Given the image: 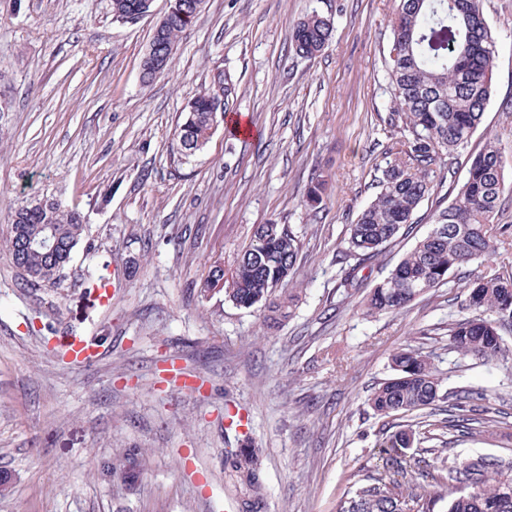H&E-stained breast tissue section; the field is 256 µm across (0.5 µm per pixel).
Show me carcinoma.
I'll list each match as a JSON object with an SVG mask.
<instances>
[{
    "label": "carcinoma",
    "instance_id": "obj_1",
    "mask_svg": "<svg viewBox=\"0 0 512 512\" xmlns=\"http://www.w3.org/2000/svg\"><path fill=\"white\" fill-rule=\"evenodd\" d=\"M148 0H112L113 16L121 20L143 11ZM200 0H181L165 18L154 41L158 66L144 73L150 83L169 66L170 46L196 21ZM393 35L387 75L391 87L388 124L402 140L375 176L377 192L351 225L348 252L353 268L340 267L337 287L357 292L358 277L382 249L414 223L425 200L446 186L453 198L438 207L434 227L408 251L388 277L364 299L368 315L397 313L424 290L447 283L448 276L484 257L495 238V217L509 198L512 185L504 177L502 144L490 139L471 154L464 178L457 177L454 160L467 148L482 122L491 96L496 36L487 22L482 0H399L391 23ZM332 35L330 18L313 13L293 28L289 48L313 57ZM234 92L224 76L213 78L188 105L177 138L182 155L202 151L213 132L211 114ZM85 225L81 215L51 200L19 208L9 231V251L26 282L35 286L57 283L72 260ZM301 240L290 225L260 224L224 280L216 265L203 281L200 295L217 286L239 308H263L266 320H287L299 302L282 285L292 275ZM462 308L472 316L448 320V352L465 358L505 359L509 349L501 331L512 327V276L477 275L467 281ZM434 352L407 348L392 358L393 376L375 386L368 398L374 413L402 416L405 423L380 444L382 464L353 483L338 512H512V457H477L458 463L448 455L449 430L471 437L485 433L486 421L474 415L440 420L431 445H415V427L435 414L437 403L448 398ZM415 448L418 459L407 460ZM448 488L444 496L428 486ZM224 488L241 512H261L266 485L261 449L231 448L224 461Z\"/></svg>",
    "mask_w": 512,
    "mask_h": 512
}]
</instances>
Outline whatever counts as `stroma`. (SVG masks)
Returning <instances> with one entry per match:
<instances>
[{"label": "stroma", "mask_w": 512, "mask_h": 512, "mask_svg": "<svg viewBox=\"0 0 512 512\" xmlns=\"http://www.w3.org/2000/svg\"><path fill=\"white\" fill-rule=\"evenodd\" d=\"M497 35L492 94L469 145L512 149V0H482ZM397 0H205L153 83L140 65L167 0L125 22L111 0H0V512H237L224 451L264 456V512H336L389 429L368 395L404 348L436 351L448 395L468 391L486 437L448 434L458 461L512 454V358H460L448 322L463 317L456 277L397 313L364 314L336 290V256L374 198L398 135L387 124L385 56ZM332 17L315 57L288 50L305 16ZM235 93L205 149L182 161L176 130L216 72ZM244 117L246 135L229 118ZM329 177L320 205L304 195ZM78 211L84 242L59 284L27 285L7 239L23 202ZM431 201L368 272L383 280L432 227ZM302 242L287 282L293 316L270 326L200 284L232 270L256 225ZM112 298L102 303L99 286ZM101 343L75 367L45 351L59 335ZM200 377L186 395L167 364ZM250 432L226 428L225 410Z\"/></svg>", "instance_id": "1"}]
</instances>
